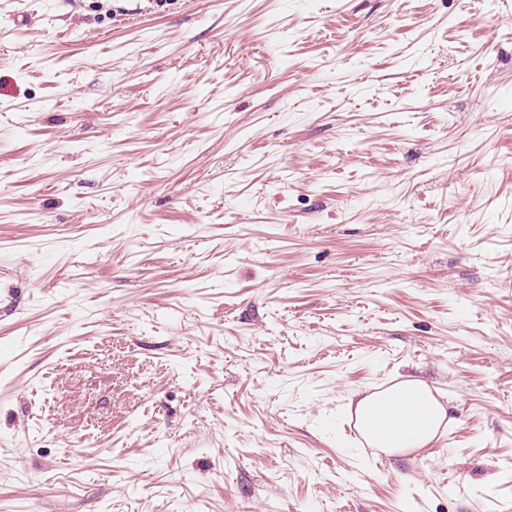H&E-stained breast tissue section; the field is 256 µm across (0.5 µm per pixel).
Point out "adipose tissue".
<instances>
[{
    "label": "adipose tissue",
    "instance_id": "ef3b65f1",
    "mask_svg": "<svg viewBox=\"0 0 512 512\" xmlns=\"http://www.w3.org/2000/svg\"><path fill=\"white\" fill-rule=\"evenodd\" d=\"M353 412L373 447L389 455L429 447L441 434L445 407L420 380L401 381L373 393H357Z\"/></svg>",
    "mask_w": 512,
    "mask_h": 512
}]
</instances>
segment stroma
Returning a JSON list of instances; mask_svg holds the SVG:
<instances>
[{"label":"stroma","mask_w":512,"mask_h":512,"mask_svg":"<svg viewBox=\"0 0 512 512\" xmlns=\"http://www.w3.org/2000/svg\"><path fill=\"white\" fill-rule=\"evenodd\" d=\"M0 512H512V0H0ZM353 406L371 445L389 455L428 448L443 434L447 418L446 408L429 386L417 379L378 392H356L349 400V412Z\"/></svg>","instance_id":"obj_1"}]
</instances>
